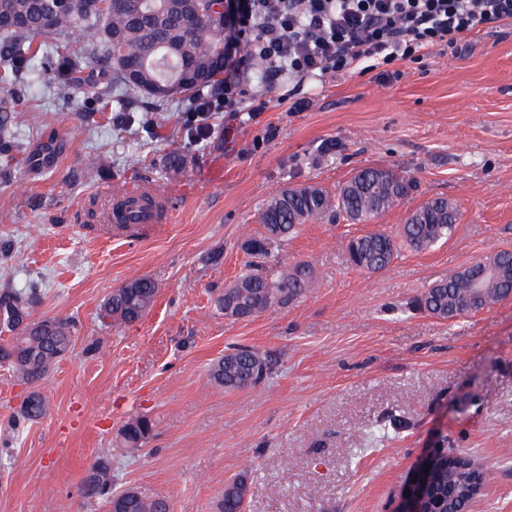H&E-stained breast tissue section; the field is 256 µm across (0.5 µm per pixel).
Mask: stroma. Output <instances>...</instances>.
Segmentation results:
<instances>
[{"instance_id":"1","label":"stroma","mask_w":512,"mask_h":512,"mask_svg":"<svg viewBox=\"0 0 512 512\" xmlns=\"http://www.w3.org/2000/svg\"><path fill=\"white\" fill-rule=\"evenodd\" d=\"M400 69L306 86L300 112L273 100L256 114L211 113L201 142L186 134L181 97L146 129L126 119L153 108L136 91L115 87L118 108L88 93L58 101L45 75L22 90L0 82V100L31 105L0 151V287L32 292L33 317L75 325L71 352L38 385L42 419L14 423L28 388L0 365V512H109L80 495L105 452L115 488L164 498L170 512H218L240 473L247 512H393L436 448L490 471L470 512H512V299L454 321L409 306L452 271L512 250V26ZM176 150L187 164L168 179ZM373 167L412 180L399 205L369 224L301 225L266 261L309 262L316 288L248 319L216 311L267 199L309 182L332 192ZM133 187L160 191L170 221L133 237L90 218ZM435 197L461 213L447 242L377 273L348 263V238L397 231ZM141 276L158 287L149 314L102 326L112 291ZM239 346L276 363L258 385L227 391L208 369ZM139 417L152 434L130 457L118 434Z\"/></svg>"}]
</instances>
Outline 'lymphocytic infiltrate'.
I'll return each mask as SVG.
<instances>
[{
  "mask_svg": "<svg viewBox=\"0 0 512 512\" xmlns=\"http://www.w3.org/2000/svg\"><path fill=\"white\" fill-rule=\"evenodd\" d=\"M512 26V0H244L234 29L243 54L227 64L218 97L201 113L240 112L258 103L250 72L260 68L265 92L281 78L313 79L418 63L435 49L458 50L487 25Z\"/></svg>",
  "mask_w": 512,
  "mask_h": 512,
  "instance_id": "obj_1",
  "label": "lymphocytic infiltrate"
}]
</instances>
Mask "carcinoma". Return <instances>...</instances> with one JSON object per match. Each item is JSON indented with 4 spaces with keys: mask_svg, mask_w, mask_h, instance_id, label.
Listing matches in <instances>:
<instances>
[{
    "mask_svg": "<svg viewBox=\"0 0 512 512\" xmlns=\"http://www.w3.org/2000/svg\"><path fill=\"white\" fill-rule=\"evenodd\" d=\"M218 0H116L104 16L101 0H69L59 9L56 0H0V80L23 78L35 60L53 76L58 98L70 100L83 88L98 100L112 98L113 85L144 94L156 106L183 95L189 98L219 85L224 74V26L214 21ZM79 35L87 45L75 55L59 50ZM19 103L0 101V142H7L17 125ZM409 178L393 170L367 168L356 172L335 193L317 184L284 188L270 197L259 214L261 231L243 242L253 258H268L297 228L325 218L367 224L393 209L411 190ZM460 213L445 197L433 198L414 210L396 234L371 232L345 244L350 264L375 273L386 269L401 251L421 252L448 241ZM499 272L478 306L470 303V282L487 268ZM317 278L306 262L276 270L249 263L216 300L217 311L245 319L274 305L286 304L315 288ZM158 288L148 277L130 280L100 308L102 324L134 323L151 310ZM512 295V251L500 250L425 288L413 307L429 316L451 320L477 312ZM0 333L8 339L0 345V362L32 390L14 421L34 422L47 415L46 397L38 389L73 342V326L62 319L30 320L29 300L11 287L0 289ZM272 357L238 347L219 358L209 369L212 382L228 390L254 387L272 368ZM151 430L146 418L127 422L120 430L124 451L141 450ZM473 472L468 459L458 464L441 455L435 462L425 493V512H468L475 496L470 483ZM247 486L243 476L224 485L219 512H243ZM86 502L105 500L120 505L119 512H168L165 500L112 487V461L96 460L82 482Z\"/></svg>",
    "mask_w": 512,
    "mask_h": 512,
    "instance_id": "carcinoma-1",
    "label": "carcinoma"
}]
</instances>
